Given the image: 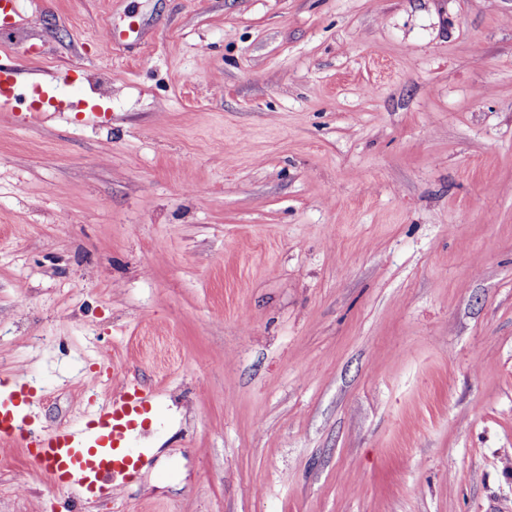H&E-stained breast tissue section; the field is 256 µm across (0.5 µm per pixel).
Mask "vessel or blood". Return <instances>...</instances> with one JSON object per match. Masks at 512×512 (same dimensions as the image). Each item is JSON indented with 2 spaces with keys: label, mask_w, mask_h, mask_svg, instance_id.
<instances>
[{
  "label": "vessel or blood",
  "mask_w": 512,
  "mask_h": 512,
  "mask_svg": "<svg viewBox=\"0 0 512 512\" xmlns=\"http://www.w3.org/2000/svg\"><path fill=\"white\" fill-rule=\"evenodd\" d=\"M35 397L27 380L0 382L1 444L24 447L53 484L84 501L111 494L116 480L135 474L137 463L124 445L148 412L143 390L123 386L107 402L85 405L76 422L46 432L25 414Z\"/></svg>",
  "instance_id": "b4317fda"
}]
</instances>
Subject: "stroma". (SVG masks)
I'll use <instances>...</instances> for the list:
<instances>
[{
  "label": "stroma",
  "instance_id": "35a3bbf8",
  "mask_svg": "<svg viewBox=\"0 0 512 512\" xmlns=\"http://www.w3.org/2000/svg\"><path fill=\"white\" fill-rule=\"evenodd\" d=\"M20 10L80 107L0 111V378L151 410L90 503L5 449L0 512H512V0Z\"/></svg>",
  "mask_w": 512,
  "mask_h": 512
}]
</instances>
